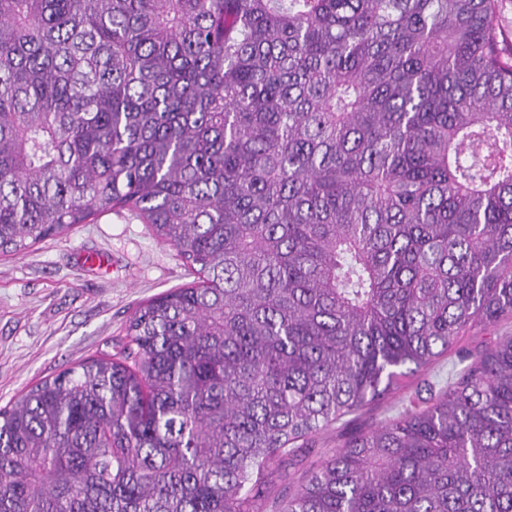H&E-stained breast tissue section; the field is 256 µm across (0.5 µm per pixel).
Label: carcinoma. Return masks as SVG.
<instances>
[{"label": "carcinoma", "mask_w": 512, "mask_h": 512, "mask_svg": "<svg viewBox=\"0 0 512 512\" xmlns=\"http://www.w3.org/2000/svg\"><path fill=\"white\" fill-rule=\"evenodd\" d=\"M497 0H0V254L124 209L195 271L0 409V512H262L512 316ZM281 512H512V336ZM512 335V316H502L492 324L481 325L461 336L448 353L437 359L433 365L413 376L407 386L392 394L368 403L356 413L344 417L308 440L307 448L282 465L287 479H276L261 496L265 502L263 512H280L279 501L286 494L291 495L298 485L308 479L310 474L340 446L356 433L388 422L415 401L421 408L430 404V393L424 382L434 385L433 394L448 386V381L458 378L485 347L496 338ZM467 352L470 358L461 361L460 354ZM277 500L276 505L273 504Z\"/></svg>", "instance_id": "obj_1"}]
</instances>
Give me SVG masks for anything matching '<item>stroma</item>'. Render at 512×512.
Segmentation results:
<instances>
[{
	"label": "stroma",
	"mask_w": 512,
	"mask_h": 512,
	"mask_svg": "<svg viewBox=\"0 0 512 512\" xmlns=\"http://www.w3.org/2000/svg\"><path fill=\"white\" fill-rule=\"evenodd\" d=\"M195 278L172 247L125 212L77 225L24 254L0 255V408L83 360L118 352L143 302ZM510 335L508 315L473 328L404 389L314 435L284 463L286 479L263 490V512H279L278 500L292 494L351 435L388 422L409 402L428 406L430 389L445 388L468 368L469 357Z\"/></svg>",
	"instance_id": "1"
}]
</instances>
